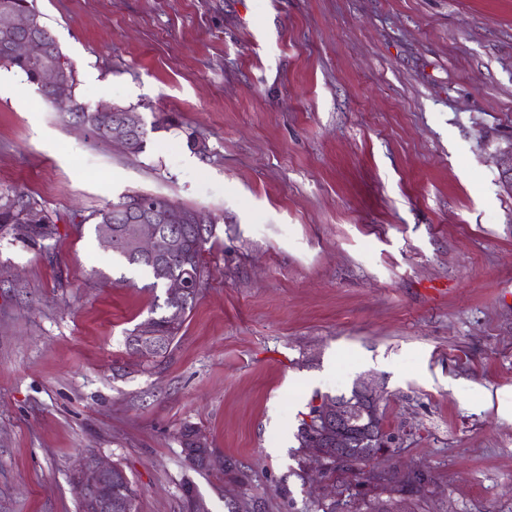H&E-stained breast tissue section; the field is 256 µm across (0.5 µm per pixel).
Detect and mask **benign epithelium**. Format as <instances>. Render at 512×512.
I'll return each instance as SVG.
<instances>
[{
  "instance_id": "benign-epithelium-1",
  "label": "benign epithelium",
  "mask_w": 512,
  "mask_h": 512,
  "mask_svg": "<svg viewBox=\"0 0 512 512\" xmlns=\"http://www.w3.org/2000/svg\"><path fill=\"white\" fill-rule=\"evenodd\" d=\"M39 31L42 25L37 16L23 13L9 4L0 6V48L9 55L21 54L37 62V82L55 102H64L68 95L70 83L69 68L57 55L54 45L44 36H32L17 40L15 34L20 29ZM114 113L113 122L108 129V136L114 140L132 141L142 132V126L131 112H119L114 107L107 108ZM134 208L142 212L138 224L134 225L133 234L128 244L138 255L152 260L161 252L171 253L184 245L186 215L176 204L170 203L160 209H152L141 202ZM189 293L188 281L172 278L167 284V295L175 302L184 303ZM317 410L307 417L310 428L305 433V440L318 448L312 457L313 466L319 470L327 467L328 461L338 466H349L352 460L338 449L346 446L348 439L347 424L354 419L364 420L361 435L366 442L377 445V452L366 459L374 460L378 454L389 447L391 440L379 432L378 408L379 396L376 390L362 384L356 386L351 395L320 401L315 404ZM75 487L86 495L93 512H112V465L97 457L83 459L73 475Z\"/></svg>"
}]
</instances>
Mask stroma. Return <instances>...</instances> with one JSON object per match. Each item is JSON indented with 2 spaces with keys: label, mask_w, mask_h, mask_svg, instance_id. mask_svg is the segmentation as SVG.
I'll return each instance as SVG.
<instances>
[{
  "label": "stroma",
  "mask_w": 512,
  "mask_h": 512,
  "mask_svg": "<svg viewBox=\"0 0 512 512\" xmlns=\"http://www.w3.org/2000/svg\"><path fill=\"white\" fill-rule=\"evenodd\" d=\"M88 110L138 112L130 154L77 132L0 65V188L57 215L47 246L0 230V512H79L93 453L138 512H229L234 463L262 512H321L303 481L312 402L380 394L426 478L413 512H512V0H31ZM166 196L213 228L209 279L150 368L126 347L162 306L91 212ZM207 439L194 468L181 432Z\"/></svg>",
  "instance_id": "35a3bbf8"
}]
</instances>
